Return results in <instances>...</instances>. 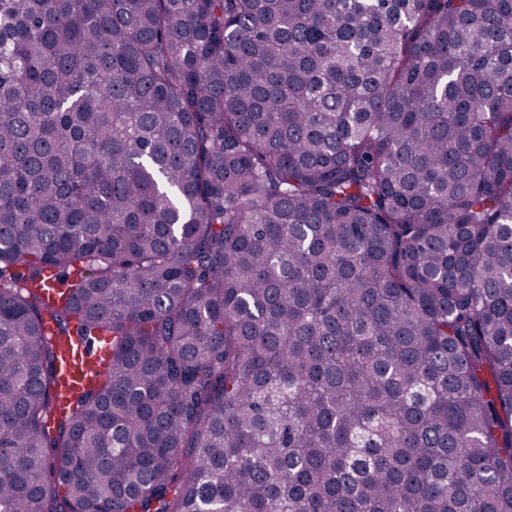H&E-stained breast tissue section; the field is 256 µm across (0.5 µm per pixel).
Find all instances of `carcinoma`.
Listing matches in <instances>:
<instances>
[{
    "label": "carcinoma",
    "mask_w": 512,
    "mask_h": 512,
    "mask_svg": "<svg viewBox=\"0 0 512 512\" xmlns=\"http://www.w3.org/2000/svg\"><path fill=\"white\" fill-rule=\"evenodd\" d=\"M0 512H512V0H0ZM76 350L79 352L81 356V361L75 358H69V355L66 354L67 361L63 360L60 372L62 376L66 379V382L69 387L74 389L75 386H78L81 378V371H86L85 363L91 367H94V361L98 356L102 353L101 351L95 347V345H91L88 350V355L85 352L84 347L77 346ZM83 361V364H82Z\"/></svg>",
    "instance_id": "cac0c4a2"
}]
</instances>
